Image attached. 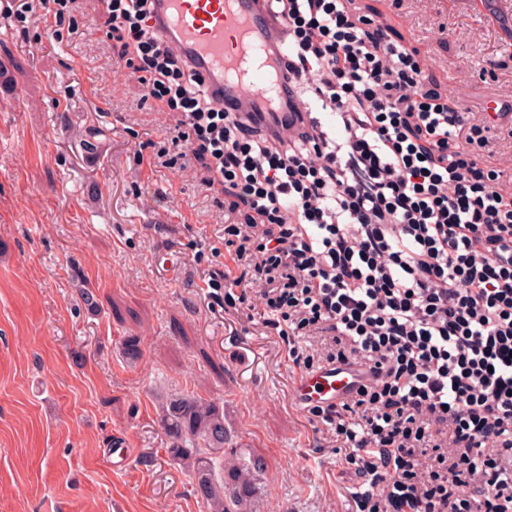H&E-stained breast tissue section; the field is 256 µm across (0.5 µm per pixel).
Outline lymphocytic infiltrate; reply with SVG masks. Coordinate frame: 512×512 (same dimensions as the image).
I'll return each mask as SVG.
<instances>
[{
	"instance_id": "f902f5d3",
	"label": "lymphocytic infiltrate",
	"mask_w": 512,
	"mask_h": 512,
	"mask_svg": "<svg viewBox=\"0 0 512 512\" xmlns=\"http://www.w3.org/2000/svg\"><path fill=\"white\" fill-rule=\"evenodd\" d=\"M154 0H109L149 97L178 115L208 186L250 224L211 288L253 290L304 368L367 374L334 425L365 489L356 512H512V195L479 158L488 121L424 88L415 56L354 0H261L288 25L280 138L260 108H218L150 31ZM336 113L341 139L294 103ZM322 333L320 355L300 337Z\"/></svg>"
}]
</instances>
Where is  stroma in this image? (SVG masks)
<instances>
[{"mask_svg":"<svg viewBox=\"0 0 512 512\" xmlns=\"http://www.w3.org/2000/svg\"><path fill=\"white\" fill-rule=\"evenodd\" d=\"M16 4L0 0V512H204L157 423L177 391L223 406L230 446L263 459L259 512H355L333 426L291 400L286 344L206 285L244 215L225 216L204 163H173L176 119L107 33L105 0H69L54 33ZM355 4L457 110L512 100V0ZM489 126L482 160L512 192V111Z\"/></svg>","mask_w":512,"mask_h":512,"instance_id":"1","label":"stroma"}]
</instances>
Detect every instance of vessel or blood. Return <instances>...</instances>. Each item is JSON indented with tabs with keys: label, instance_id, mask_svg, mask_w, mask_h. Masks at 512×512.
Returning a JSON list of instances; mask_svg holds the SVG:
<instances>
[{
	"label": "vessel or blood",
	"instance_id": "b4317fda",
	"mask_svg": "<svg viewBox=\"0 0 512 512\" xmlns=\"http://www.w3.org/2000/svg\"><path fill=\"white\" fill-rule=\"evenodd\" d=\"M152 26L203 77L218 107L276 103L277 58L288 46V32L271 30L254 0H155ZM358 382L354 373L326 366L298 375L292 398L303 408L333 406Z\"/></svg>",
	"mask_w": 512,
	"mask_h": 512
}]
</instances>
